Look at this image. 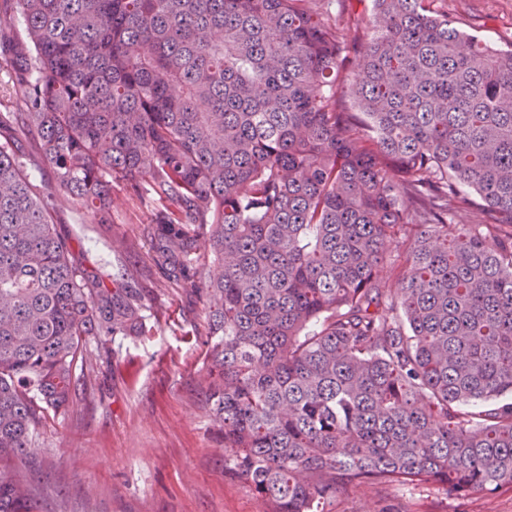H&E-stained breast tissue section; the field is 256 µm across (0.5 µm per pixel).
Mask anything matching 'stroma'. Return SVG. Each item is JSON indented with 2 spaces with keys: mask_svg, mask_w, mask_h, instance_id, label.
<instances>
[{
  "mask_svg": "<svg viewBox=\"0 0 512 512\" xmlns=\"http://www.w3.org/2000/svg\"><path fill=\"white\" fill-rule=\"evenodd\" d=\"M329 21L367 35L369 0H319ZM449 19L512 45V0H439ZM23 20L0 30V104L16 109L26 89L10 62L22 49ZM111 221L99 224L57 192L53 222L83 266L106 287L136 289L161 308L153 336L90 340L98 358L74 406L37 430L38 464L28 473L42 512H260L249 484L224 465L219 425L199 379L208 366L202 302L171 288L150 250L151 209L114 191ZM324 512H512V488L461 496L440 484L350 488Z\"/></svg>",
  "mask_w": 512,
  "mask_h": 512,
  "instance_id": "35a3bbf8",
  "label": "stroma"
}]
</instances>
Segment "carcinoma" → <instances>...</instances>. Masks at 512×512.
<instances>
[{
  "label": "carcinoma",
  "mask_w": 512,
  "mask_h": 512,
  "mask_svg": "<svg viewBox=\"0 0 512 512\" xmlns=\"http://www.w3.org/2000/svg\"><path fill=\"white\" fill-rule=\"evenodd\" d=\"M371 2L363 41L315 0H4L27 50L26 111L0 112V512H40L35 430L87 341L154 330L82 269L38 159L100 224L116 183L163 202L153 259L207 305L199 387L262 512L512 487V45Z\"/></svg>",
  "instance_id": "carcinoma-1"
}]
</instances>
